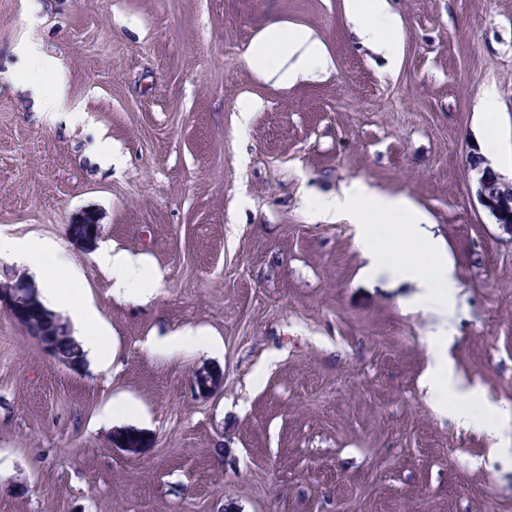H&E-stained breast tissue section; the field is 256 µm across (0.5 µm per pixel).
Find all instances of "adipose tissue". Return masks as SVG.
<instances>
[{
	"mask_svg": "<svg viewBox=\"0 0 512 512\" xmlns=\"http://www.w3.org/2000/svg\"><path fill=\"white\" fill-rule=\"evenodd\" d=\"M345 7L359 37L364 44L396 55L403 39L398 15L389 0H345ZM247 62L259 74L283 72L291 80L300 74L327 70L331 61L322 43L305 29H288L279 25L267 27L250 45ZM314 212L324 220L346 214L358 226L357 246L369 259V271H387L397 281L415 283L419 296L433 300L440 311H447L455 302L458 282L453 265L439 239L426 228L427 218L408 198L391 196L374 190L362 182H353L341 192L319 195L310 202ZM405 224L411 230L417 252L434 256L435 264L430 272H423L409 254H387L376 250L379 238L388 236L392 225ZM50 249L39 242L26 244L0 238V254L19 256L26 262L43 267L44 293L48 303L56 309L67 311L83 324L82 339L90 351H97L104 337L92 329L93 309L84 301L72 283L76 274L62 258H50ZM51 259V266H44V259ZM101 263L108 269L117 288H128L142 281H150L160 287V273L149 272L142 257L110 248L99 253ZM438 408L449 414H457L467 427L477 431L488 427L486 416L493 413V406L486 404L479 389L457 374L445 355H437L424 374ZM466 400L468 411H457L456 400Z\"/></svg>",
	"mask_w": 512,
	"mask_h": 512,
	"instance_id": "1",
	"label": "adipose tissue"
}]
</instances>
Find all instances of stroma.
<instances>
[{
  "label": "stroma",
  "instance_id": "1",
  "mask_svg": "<svg viewBox=\"0 0 512 512\" xmlns=\"http://www.w3.org/2000/svg\"><path fill=\"white\" fill-rule=\"evenodd\" d=\"M393 6L390 63L345 0H0V236L54 245L108 335L74 370L0 306V512H512V456L421 384L432 304L305 206L360 180L428 214L458 280L448 357L512 414V236L469 169L491 141L512 178V0ZM273 24L310 30L328 73L254 71ZM42 62L65 111L28 86ZM87 210L161 272L148 302L70 236ZM189 327L219 348L159 350ZM115 402L135 414L104 420Z\"/></svg>",
  "mask_w": 512,
  "mask_h": 512
}]
</instances>
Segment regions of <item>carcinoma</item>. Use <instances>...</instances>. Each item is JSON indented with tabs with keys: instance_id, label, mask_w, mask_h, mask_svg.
<instances>
[{
	"instance_id": "obj_1",
	"label": "carcinoma",
	"mask_w": 512,
	"mask_h": 512,
	"mask_svg": "<svg viewBox=\"0 0 512 512\" xmlns=\"http://www.w3.org/2000/svg\"><path fill=\"white\" fill-rule=\"evenodd\" d=\"M98 225L89 217L83 224L70 225L73 237L80 240L94 238ZM14 319L35 337L40 343L51 349V355L59 360L68 361L71 366H79L85 356L82 345L70 335L65 324L49 311L40 299L36 287L26 289L23 305L12 312Z\"/></svg>"
}]
</instances>
